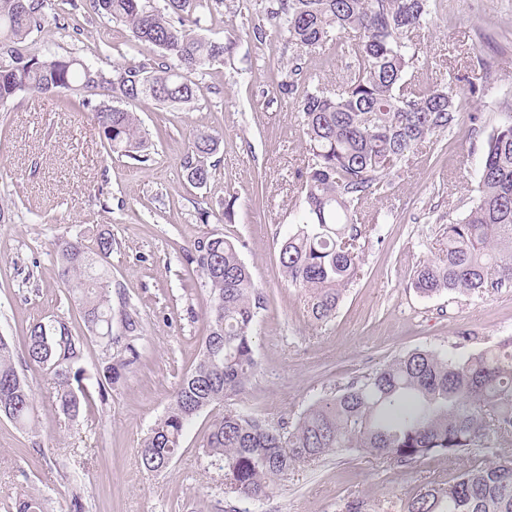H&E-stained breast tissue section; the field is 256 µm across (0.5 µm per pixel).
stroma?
<instances>
[{
	"instance_id": "1",
	"label": "stroma",
	"mask_w": 512,
	"mask_h": 512,
	"mask_svg": "<svg viewBox=\"0 0 512 512\" xmlns=\"http://www.w3.org/2000/svg\"><path fill=\"white\" fill-rule=\"evenodd\" d=\"M269 4L224 0L220 14L197 27L201 36L231 43L232 52L193 74L194 108L151 101L139 108L147 162L109 153L90 109L28 93L0 106V336L19 351L32 322L65 321L85 340L82 365L95 387L101 348L85 338L59 277L56 245L75 236L90 245L104 230L112 236V286L139 313L144 346L108 399L93 398L73 421L57 411L45 376L25 370L35 427L23 431L0 417V512L32 492L48 512H66L76 492L84 512H226L224 474L199 452L208 415L188 426L167 471L146 472L138 455L201 349L207 291L186 258L199 238H234L265 297L254 328L257 371L243 399L268 424L295 420L314 397L412 349L477 350L512 338V283L430 298L411 286L417 265L441 256L448 220L474 195L487 137L512 113V0H437L409 78L426 85L453 76L461 87L475 86L472 117L440 134L409 168L390 174L386 192L362 204L371 221L360 241L359 275L324 324L309 319L303 292L279 263L309 157L295 100L280 94L279 83L295 66L298 92L334 84L347 60L336 49L299 56L273 30L264 42L250 39ZM47 11L57 23L32 31L25 51L74 53L107 74L118 64L158 61L131 51L128 28L95 14L89 0H49ZM201 130L216 135L219 148L209 159V181L198 187L182 164ZM468 463L464 455L400 466L363 452L331 454L275 483L263 501L238 507L342 512L347 500L361 498L368 512H399L400 499Z\"/></svg>"
}]
</instances>
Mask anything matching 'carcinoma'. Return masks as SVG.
<instances>
[{"instance_id": "carcinoma-1", "label": "carcinoma", "mask_w": 512, "mask_h": 512, "mask_svg": "<svg viewBox=\"0 0 512 512\" xmlns=\"http://www.w3.org/2000/svg\"><path fill=\"white\" fill-rule=\"evenodd\" d=\"M96 13L126 26L132 49L153 50L160 62L113 67L112 77L78 55L22 53L33 30L51 24L46 0H0V102L21 92L64 96L84 107L97 89L112 103L93 108L96 129L109 149L146 161L147 142L136 108L151 100L173 108L195 104L189 75L224 60L231 47L190 29L224 7V0H92ZM433 18L430 0H272L266 23L250 36L263 42L266 26L285 35L302 56L321 54L329 41L349 35L354 65L332 87H315L296 99L309 160L301 175V203L279 250L288 281L304 290L308 316L326 323L360 268L365 225L361 201L388 188V176L413 163L418 148L457 124L465 95L449 84L408 81L419 51L411 34ZM218 138L198 132L183 160L187 181L207 183L209 155ZM448 250L422 262L412 282L422 297L444 291L480 293L512 282V114L489 134L473 205L447 225ZM112 237L101 234L93 251L79 237L57 244V262L69 297L89 337L100 343V398L139 363L142 325L127 301L121 332L112 331L107 258ZM189 263L208 293L206 335L196 365L182 375L170 403L139 450L148 472L167 470L179 455L187 426L211 413L201 451L224 472V494L261 501L272 484L297 467L351 450L389 458L400 466L435 455H473L472 466L446 482H430L401 500V512H512V459L486 461L492 439L512 440V341L471 352L413 349L329 395L317 397L293 425L272 427L244 404L227 400L246 391L257 369L254 325L265 299L235 243L216 234L201 238ZM83 341L61 320H38L28 329L20 360L0 336V417L30 427L35 396L22 364L45 375L55 405L78 418L92 394L81 366ZM15 512H46L44 499L27 495Z\"/></svg>"}]
</instances>
